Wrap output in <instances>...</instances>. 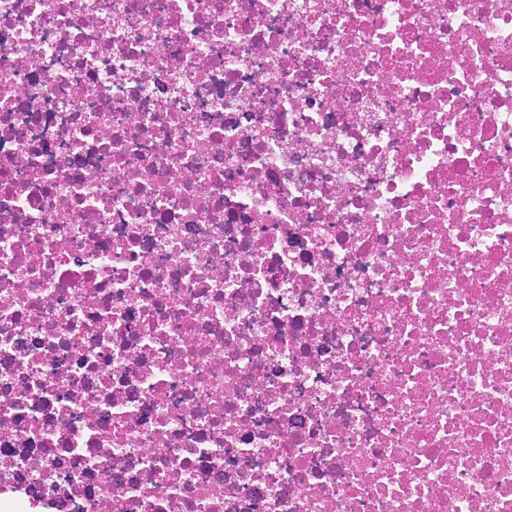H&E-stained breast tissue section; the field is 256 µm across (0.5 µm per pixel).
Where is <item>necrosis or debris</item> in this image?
<instances>
[{
    "instance_id": "1",
    "label": "necrosis or debris",
    "mask_w": 512,
    "mask_h": 512,
    "mask_svg": "<svg viewBox=\"0 0 512 512\" xmlns=\"http://www.w3.org/2000/svg\"><path fill=\"white\" fill-rule=\"evenodd\" d=\"M0 512H512V0H0Z\"/></svg>"
}]
</instances>
